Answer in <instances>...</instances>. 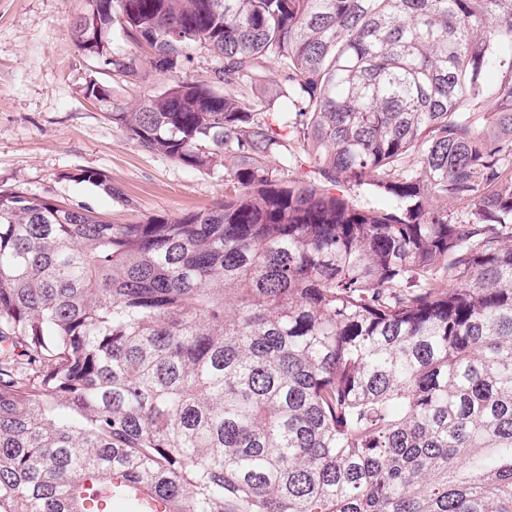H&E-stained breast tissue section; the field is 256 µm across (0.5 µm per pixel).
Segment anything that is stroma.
I'll return each instance as SVG.
<instances>
[{"instance_id": "35a3bbf8", "label": "stroma", "mask_w": 512, "mask_h": 512, "mask_svg": "<svg viewBox=\"0 0 512 512\" xmlns=\"http://www.w3.org/2000/svg\"><path fill=\"white\" fill-rule=\"evenodd\" d=\"M86 7V0H0V190L83 205L113 224L175 219L222 203L223 169H189L142 149L104 104L87 99L93 75L127 101L137 90H160L168 77L111 29L110 48L137 57L145 76L137 89L113 80L74 41L73 22ZM84 170L104 174L111 191L80 181Z\"/></svg>"}]
</instances>
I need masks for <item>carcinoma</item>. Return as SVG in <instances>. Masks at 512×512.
Listing matches in <instances>:
<instances>
[{"instance_id":"carcinoma-1","label":"carcinoma","mask_w":512,"mask_h":512,"mask_svg":"<svg viewBox=\"0 0 512 512\" xmlns=\"http://www.w3.org/2000/svg\"><path fill=\"white\" fill-rule=\"evenodd\" d=\"M111 27L170 82L85 94L229 193L111 224L0 191V512H512V0H87L136 86ZM190 54H192V62L180 73V76L190 81L208 83L218 61L204 49L195 48L190 50ZM336 189L340 190V194H343L346 199L358 207L362 208H385L387 201L383 196L374 194L367 187H349L340 186L335 187L332 192L339 193Z\"/></svg>"}]
</instances>
